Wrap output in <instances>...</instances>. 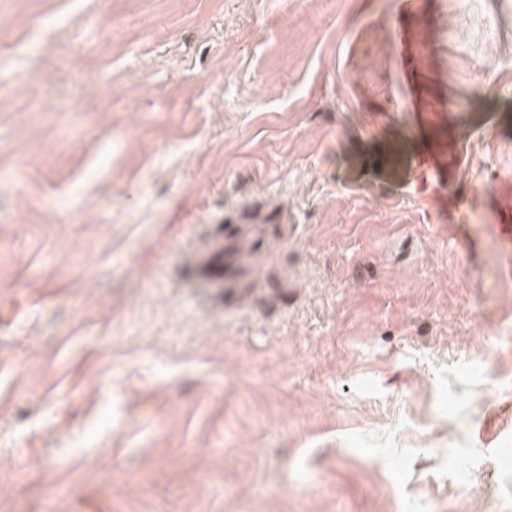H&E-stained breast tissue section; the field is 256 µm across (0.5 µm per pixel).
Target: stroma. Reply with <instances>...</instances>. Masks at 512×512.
<instances>
[{
  "label": "stroma",
  "mask_w": 512,
  "mask_h": 512,
  "mask_svg": "<svg viewBox=\"0 0 512 512\" xmlns=\"http://www.w3.org/2000/svg\"><path fill=\"white\" fill-rule=\"evenodd\" d=\"M487 58L512 0H0V512H512ZM407 153L402 140H389L380 153L372 159V165L379 171H397L406 159ZM262 230L263 226L261 224H242L240 226L231 227V229L227 231V236L225 238L230 244L231 253L230 255L225 256L224 251L223 276L217 279L226 283H234L239 278L240 266L235 261L233 251L240 249L244 240H246L248 245L253 248L256 243H258Z\"/></svg>",
  "instance_id": "stroma-1"
}]
</instances>
